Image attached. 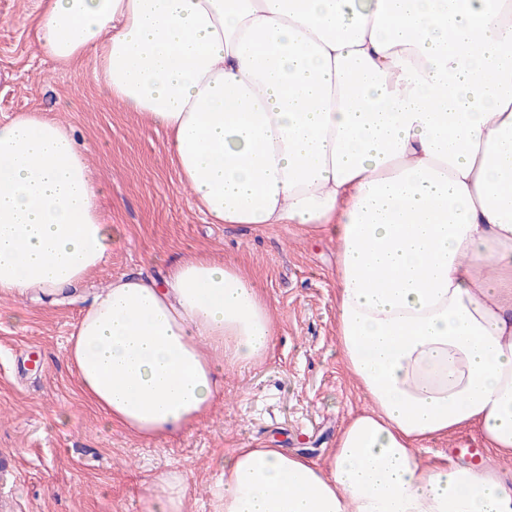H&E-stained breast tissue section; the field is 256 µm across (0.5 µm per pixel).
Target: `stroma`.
<instances>
[{"mask_svg": "<svg viewBox=\"0 0 512 512\" xmlns=\"http://www.w3.org/2000/svg\"><path fill=\"white\" fill-rule=\"evenodd\" d=\"M39 0H0V121L21 113L75 133L108 223L122 235L82 291L173 260L236 262L273 303V353L225 370L224 393L178 437L146 441L109 426L75 384L66 346L82 303L0 299V512H140L161 471L187 477L184 512H210L225 451L263 446L325 461L366 400L336 344V244L288 225L207 223L179 184L166 132L112 99L94 58L62 67L35 35Z\"/></svg>", "mask_w": 512, "mask_h": 512, "instance_id": "35a3bbf8", "label": "stroma"}]
</instances>
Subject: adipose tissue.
<instances>
[{
    "instance_id": "ef3b65f1",
    "label": "adipose tissue",
    "mask_w": 512,
    "mask_h": 512,
    "mask_svg": "<svg viewBox=\"0 0 512 512\" xmlns=\"http://www.w3.org/2000/svg\"><path fill=\"white\" fill-rule=\"evenodd\" d=\"M37 38L167 132L211 223L336 243L367 403L326 463L226 453L214 512H512L494 467L417 454L474 428L512 458V0H41ZM120 235L69 128L0 122V296L64 291ZM270 311L235 264L175 261L95 293L67 356L110 425L172 437L270 355ZM185 484L157 475L142 512H183Z\"/></svg>"
}]
</instances>
